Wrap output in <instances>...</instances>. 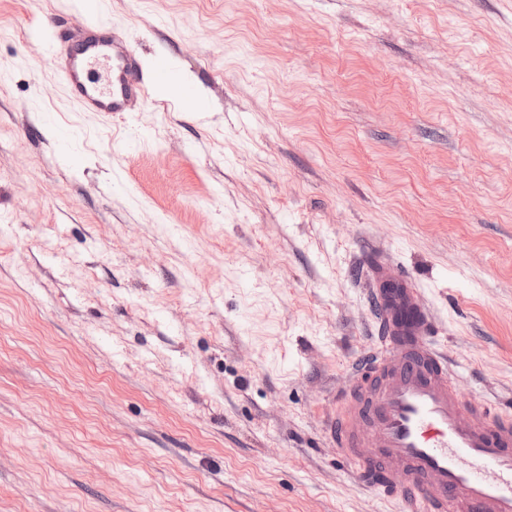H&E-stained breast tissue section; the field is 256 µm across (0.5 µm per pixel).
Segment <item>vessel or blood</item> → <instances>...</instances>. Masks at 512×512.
I'll use <instances>...</instances> for the list:
<instances>
[{
  "mask_svg": "<svg viewBox=\"0 0 512 512\" xmlns=\"http://www.w3.org/2000/svg\"><path fill=\"white\" fill-rule=\"evenodd\" d=\"M37 34L69 98L85 112L121 113L149 79L109 24L77 34L51 17ZM379 351L352 368L325 417V438L351 478L390 492L402 512H512V417L459 387L431 341L434 318L391 261L369 264Z\"/></svg>",
  "mask_w": 512,
  "mask_h": 512,
  "instance_id": "b4317fda",
  "label": "vessel or blood"
}]
</instances>
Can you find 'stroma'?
Returning a JSON list of instances; mask_svg holds the SVG:
<instances>
[{"label": "stroma", "instance_id": "stroma-1", "mask_svg": "<svg viewBox=\"0 0 512 512\" xmlns=\"http://www.w3.org/2000/svg\"><path fill=\"white\" fill-rule=\"evenodd\" d=\"M146 68L81 111L0 0V512H400L323 434L420 288L512 415V0H106Z\"/></svg>", "mask_w": 512, "mask_h": 512}]
</instances>
